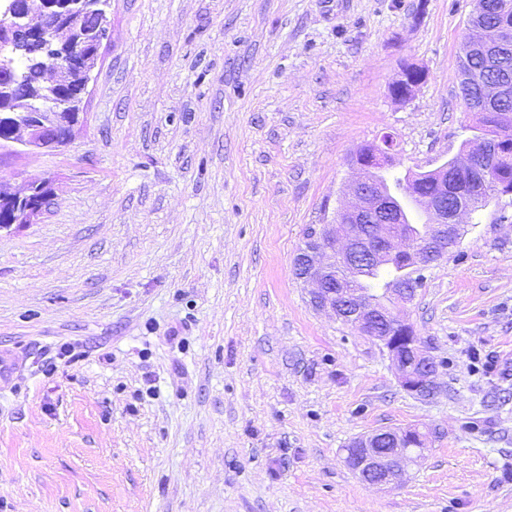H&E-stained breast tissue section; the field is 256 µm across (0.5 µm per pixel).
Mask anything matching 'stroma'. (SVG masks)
<instances>
[{
	"instance_id": "1",
	"label": "stroma",
	"mask_w": 512,
	"mask_h": 512,
	"mask_svg": "<svg viewBox=\"0 0 512 512\" xmlns=\"http://www.w3.org/2000/svg\"><path fill=\"white\" fill-rule=\"evenodd\" d=\"M471 9L111 0L74 141L0 161L55 188L0 231V353L21 364L0 386V512H512V195L405 308L432 400L293 271L358 148L392 134L401 174L462 152ZM408 64L425 79L399 102ZM406 427L429 434L418 465L363 483L346 446Z\"/></svg>"
}]
</instances>
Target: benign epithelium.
<instances>
[{
    "label": "benign epithelium",
    "instance_id": "1",
    "mask_svg": "<svg viewBox=\"0 0 512 512\" xmlns=\"http://www.w3.org/2000/svg\"><path fill=\"white\" fill-rule=\"evenodd\" d=\"M68 4L70 0H40L37 8L31 0H5L0 4V42L13 46L11 57L0 56V126L10 129L8 137L0 139L1 155L59 151L72 142L76 128L84 121L83 112H50L36 107L29 91L16 79L18 63L28 59L29 51L34 49L41 52L47 70L78 69L84 73V83H89L99 52L84 58L78 55L76 45L64 42L61 33L69 27L78 29L91 35L98 48L108 36L107 11L92 10L97 22L89 27L83 24L82 17L62 11ZM47 14L55 16L54 24L44 23ZM503 34L498 26L482 24L470 28L467 43L476 48L494 45L502 41ZM424 77L422 69L404 67L392 87L404 81L408 85L394 98H411ZM502 155L499 141L476 136L461 156L451 160V165L444 164L437 171L445 174L452 168L475 175L484 182L486 194L500 195L501 187L488 176L486 163ZM377 161L393 165L391 152L383 143L372 144L366 160L351 162L356 179L348 189L349 201L333 223L310 227L294 258V273L308 286L309 302L315 310L333 315L377 343L386 353L400 386L419 400H430L439 390L436 360L413 325L398 312V308L411 303L415 292L392 288L386 304L376 303L355 287L359 263L353 255L365 250L376 262L397 257L424 272L446 256L448 234L459 233L468 223L473 205L459 202L450 209L448 193L423 192L412 176L398 196H388L380 189L372 192L367 188L364 171L374 170L373 163ZM53 193L49 180L30 182L21 188L0 180V211L8 217V223L1 224L0 230L35 223ZM411 196L417 198L430 224L428 234L420 237L391 221L403 208L402 199ZM426 440L427 436L415 428L391 430L386 436L373 433L363 438L355 451L346 452L345 461L364 483L393 487L423 456Z\"/></svg>",
    "mask_w": 512,
    "mask_h": 512
}]
</instances>
